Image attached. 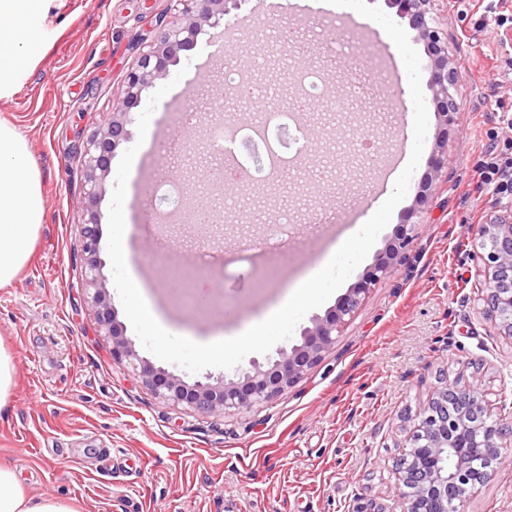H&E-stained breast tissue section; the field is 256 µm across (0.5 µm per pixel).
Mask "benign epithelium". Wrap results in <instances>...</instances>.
Masks as SVG:
<instances>
[{
  "label": "benign epithelium",
  "instance_id": "benign-epithelium-1",
  "mask_svg": "<svg viewBox=\"0 0 512 512\" xmlns=\"http://www.w3.org/2000/svg\"><path fill=\"white\" fill-rule=\"evenodd\" d=\"M172 15L158 37L141 53L126 73L112 115L97 124L83 153V204L88 213L82 227L85 286L96 309L98 324L112 337V355L127 362L159 399L202 413L249 409L284 394L315 366L336 342L348 319L380 276L393 272V260L410 238L407 224L429 199L439 172L448 162V123L458 111L455 88L459 69L448 55L446 35L434 25L435 0H388L397 14L425 46L429 56L428 89L432 93L441 129L429 158L430 172L421 182L414 206L404 216L398 242L380 253L373 268L337 301L323 317H314L304 329L302 341L279 359L261 363L254 359L237 381L186 383L179 376L154 367L141 357L125 335L110 304L107 282L101 272V214L97 204L106 192L117 148L130 139V110L141 101L143 90L169 75L179 53L190 49L204 26H214L237 0H172ZM484 266L487 314L501 336L512 337V218H500L479 226L475 234ZM505 428L489 420L478 381L465 387L447 385L437 391L414 415L410 449L398 461L397 508L392 512H448V502L460 505L475 489L489 482L500 461L512 455V441H504Z\"/></svg>",
  "mask_w": 512,
  "mask_h": 512
}]
</instances>
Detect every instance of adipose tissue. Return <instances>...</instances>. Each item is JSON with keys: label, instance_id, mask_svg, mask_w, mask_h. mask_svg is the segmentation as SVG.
<instances>
[{"label": "adipose tissue", "instance_id": "1", "mask_svg": "<svg viewBox=\"0 0 512 512\" xmlns=\"http://www.w3.org/2000/svg\"><path fill=\"white\" fill-rule=\"evenodd\" d=\"M66 0H0V100L23 86L54 39ZM45 216L40 171L24 134L0 123V288L28 263ZM0 512H76L69 500L29 496L13 465L0 464Z\"/></svg>", "mask_w": 512, "mask_h": 512}]
</instances>
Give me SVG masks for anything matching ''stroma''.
Returning a JSON list of instances; mask_svg holds the SVG:
<instances>
[{
  "label": "stroma",
  "instance_id": "1",
  "mask_svg": "<svg viewBox=\"0 0 512 512\" xmlns=\"http://www.w3.org/2000/svg\"><path fill=\"white\" fill-rule=\"evenodd\" d=\"M488 0H436L433 17L448 35L460 70V110L448 128V166L412 229L393 272L365 296L334 346L275 400L249 410L203 414L156 398L131 367L112 356L84 289L80 150L108 118L138 40L156 38L167 0H67L62 33L11 100L0 122L22 131L35 157L45 218L34 254L11 287L0 288V343L17 360L11 402L0 412V464L17 466L27 491L78 502L82 512H352L356 503L393 504L396 463L410 446L412 418L447 383L479 378L495 420L512 423V338L498 335L478 294L482 264L471 226L512 210L474 179L496 130V104L512 107V68L499 32L483 25ZM298 42L287 58L264 60L257 36L282 28ZM320 15L241 0L180 54L188 71L155 108L152 136L170 150L139 149L124 213L132 226L129 261L153 307L195 338L241 328L300 278L385 190L378 175L405 156L409 126L394 121L398 82L382 55L351 74L336 52L362 42ZM317 69L322 92L293 115L322 138L308 148L280 197L262 180L248 193L205 179L218 153L186 148L193 127L253 126L252 102L225 85L232 69L260 87ZM374 140L369 156L350 152ZM162 179L180 194L207 193L219 204L222 246L196 257L184 226H170L177 201L154 193ZM413 196L395 208L353 287L394 242ZM288 216L281 261L243 243L253 230ZM464 512H512V458L478 487Z\"/></svg>",
  "mask_w": 512,
  "mask_h": 512
}]
</instances>
